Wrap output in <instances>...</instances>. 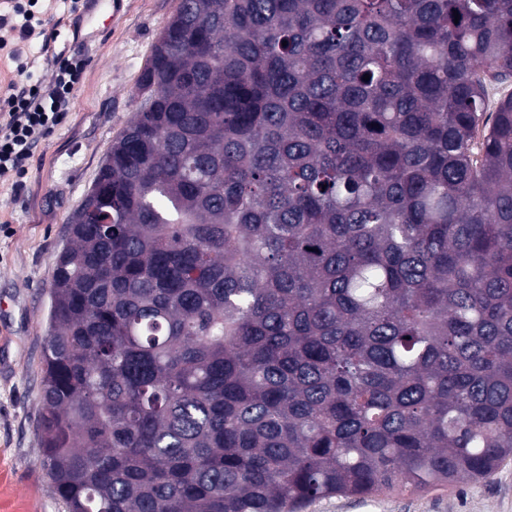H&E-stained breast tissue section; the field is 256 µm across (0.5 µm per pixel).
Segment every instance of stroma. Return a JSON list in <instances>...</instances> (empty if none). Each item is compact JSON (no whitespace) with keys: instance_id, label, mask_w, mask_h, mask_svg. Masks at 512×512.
Listing matches in <instances>:
<instances>
[{"instance_id":"1","label":"stroma","mask_w":512,"mask_h":512,"mask_svg":"<svg viewBox=\"0 0 512 512\" xmlns=\"http://www.w3.org/2000/svg\"><path fill=\"white\" fill-rule=\"evenodd\" d=\"M177 4L126 0L121 16L100 18L102 33L67 118L27 161L20 192L0 183V303L8 306L0 312V512H67L42 466L38 437L51 271L71 213L136 109L132 91ZM67 9L63 0H38L35 13H56L62 24L47 28L45 38L22 42L25 72L0 59V91L25 73L32 81H49L59 56L82 50L83 21ZM45 41L52 46L47 54ZM305 512H512V459L481 483L425 494L332 497Z\"/></svg>"}]
</instances>
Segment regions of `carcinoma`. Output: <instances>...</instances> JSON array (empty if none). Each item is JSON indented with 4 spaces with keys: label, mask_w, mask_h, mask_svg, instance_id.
<instances>
[{
    "label": "carcinoma",
    "mask_w": 512,
    "mask_h": 512,
    "mask_svg": "<svg viewBox=\"0 0 512 512\" xmlns=\"http://www.w3.org/2000/svg\"><path fill=\"white\" fill-rule=\"evenodd\" d=\"M493 80L512 0H179L87 191L111 223L76 208L52 268L68 512H303L512 458Z\"/></svg>",
    "instance_id": "obj_1"
}]
</instances>
